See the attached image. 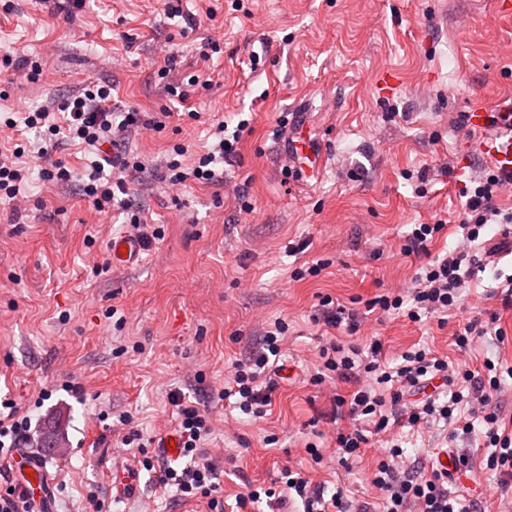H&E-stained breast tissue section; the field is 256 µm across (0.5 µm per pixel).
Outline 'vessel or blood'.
<instances>
[{
  "label": "vessel or blood",
  "instance_id": "obj_1",
  "mask_svg": "<svg viewBox=\"0 0 512 512\" xmlns=\"http://www.w3.org/2000/svg\"><path fill=\"white\" fill-rule=\"evenodd\" d=\"M464 121L471 131L480 133L479 151L489 168L507 187H512V98L499 100L495 105L474 108L466 112ZM310 125L302 120L285 133L288 155L297 168L306 164L320 166L314 140L309 136ZM141 245L136 239L123 235L113 239L111 256L115 264L126 266L136 262ZM15 468L23 472L20 489L36 506H43L49 487L48 471L36 457L27 451L14 456Z\"/></svg>",
  "mask_w": 512,
  "mask_h": 512
}]
</instances>
